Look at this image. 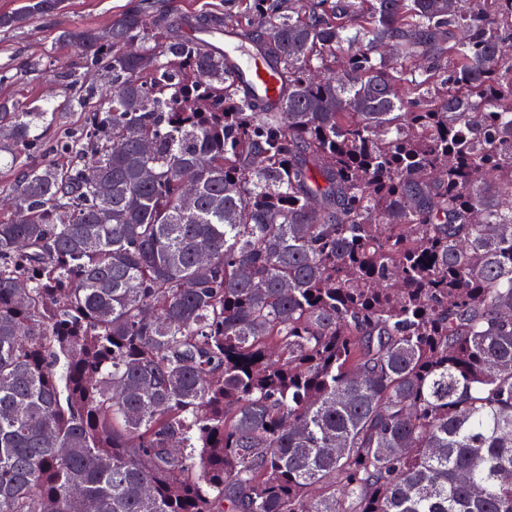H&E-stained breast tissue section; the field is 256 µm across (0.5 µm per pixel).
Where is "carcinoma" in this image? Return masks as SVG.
I'll list each match as a JSON object with an SVG mask.
<instances>
[{
  "instance_id": "cac0c4a2",
  "label": "carcinoma",
  "mask_w": 512,
  "mask_h": 512,
  "mask_svg": "<svg viewBox=\"0 0 512 512\" xmlns=\"http://www.w3.org/2000/svg\"><path fill=\"white\" fill-rule=\"evenodd\" d=\"M223 2L0 101V512H512V0ZM224 54L234 61L237 70L255 93L269 97L276 95V76L264 67L261 60L244 43L224 42Z\"/></svg>"
}]
</instances>
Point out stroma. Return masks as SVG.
Returning a JSON list of instances; mask_svg holds the SVG:
<instances>
[{"label":"stroma","mask_w":512,"mask_h":512,"mask_svg":"<svg viewBox=\"0 0 512 512\" xmlns=\"http://www.w3.org/2000/svg\"><path fill=\"white\" fill-rule=\"evenodd\" d=\"M129 4L130 0H65L54 16L34 19L20 29H1L0 69H9L12 79L0 85V100L14 99L53 109L62 100V87L51 84L48 73L35 69V61L47 59L54 68L84 72L83 53L74 45L59 41V34L105 26Z\"/></svg>","instance_id":"35a3bbf8"}]
</instances>
